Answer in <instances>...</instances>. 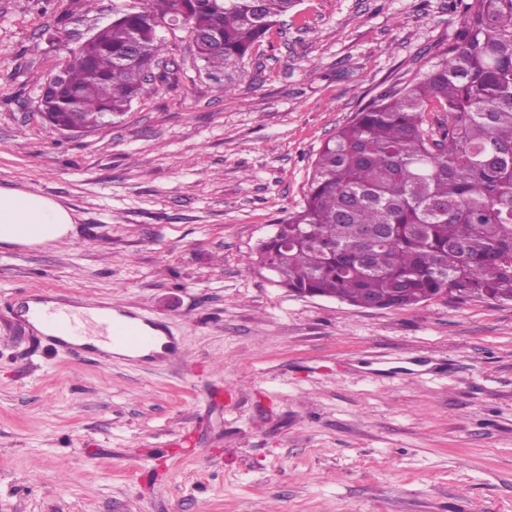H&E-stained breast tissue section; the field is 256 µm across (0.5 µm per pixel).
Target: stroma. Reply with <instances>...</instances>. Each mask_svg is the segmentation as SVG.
<instances>
[{
    "mask_svg": "<svg viewBox=\"0 0 512 512\" xmlns=\"http://www.w3.org/2000/svg\"><path fill=\"white\" fill-rule=\"evenodd\" d=\"M125 0H0V188L73 229L0 244V512H512V303L364 310L266 279L324 141L451 43L453 0H298L225 92L187 29L169 78L96 132L49 133L40 83ZM112 303L180 344L34 346L21 294Z\"/></svg>",
    "mask_w": 512,
    "mask_h": 512,
    "instance_id": "stroma-1",
    "label": "stroma"
}]
</instances>
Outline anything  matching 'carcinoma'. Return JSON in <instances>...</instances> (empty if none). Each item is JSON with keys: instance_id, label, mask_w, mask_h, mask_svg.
Masks as SVG:
<instances>
[{"instance_id": "obj_1", "label": "carcinoma", "mask_w": 512, "mask_h": 512, "mask_svg": "<svg viewBox=\"0 0 512 512\" xmlns=\"http://www.w3.org/2000/svg\"><path fill=\"white\" fill-rule=\"evenodd\" d=\"M455 42L325 141L301 210L258 248V266L291 293L410 308L436 297L512 301V0H460ZM295 0H132L70 52L40 111L48 129L102 126L150 94L165 46L158 28L196 34L224 72ZM433 119H427L426 113Z\"/></svg>"}]
</instances>
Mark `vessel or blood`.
Here are the masks:
<instances>
[{
  "label": "vessel or blood",
  "mask_w": 512,
  "mask_h": 512,
  "mask_svg": "<svg viewBox=\"0 0 512 512\" xmlns=\"http://www.w3.org/2000/svg\"><path fill=\"white\" fill-rule=\"evenodd\" d=\"M21 313L25 320L43 324L36 341H48L74 354L91 351L104 362L112 360L117 348L148 351L162 362L179 351L175 338L161 323L154 321L145 328L136 315L121 310L96 320L71 305L69 299L49 307L44 297L35 296L23 301Z\"/></svg>",
  "instance_id": "obj_1"
}]
</instances>
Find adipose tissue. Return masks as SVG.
<instances>
[{
    "instance_id": "adipose-tissue-1",
    "label": "adipose tissue",
    "mask_w": 512,
    "mask_h": 512,
    "mask_svg": "<svg viewBox=\"0 0 512 512\" xmlns=\"http://www.w3.org/2000/svg\"><path fill=\"white\" fill-rule=\"evenodd\" d=\"M68 209L40 193L0 189V243L37 246L67 237Z\"/></svg>"
}]
</instances>
